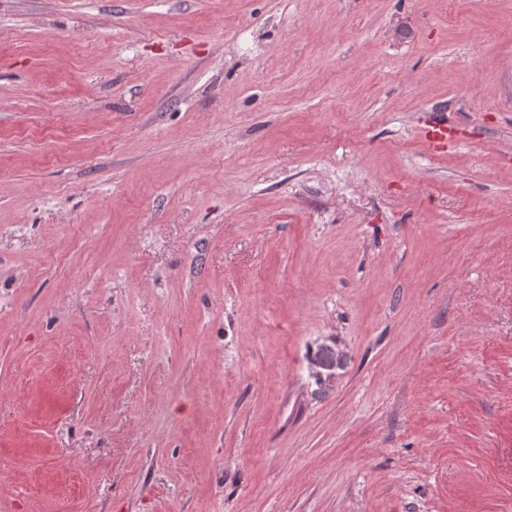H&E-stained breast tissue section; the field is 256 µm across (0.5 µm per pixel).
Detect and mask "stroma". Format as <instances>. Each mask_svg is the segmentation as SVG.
Wrapping results in <instances>:
<instances>
[{
  "label": "stroma",
  "mask_w": 512,
  "mask_h": 512,
  "mask_svg": "<svg viewBox=\"0 0 512 512\" xmlns=\"http://www.w3.org/2000/svg\"><path fill=\"white\" fill-rule=\"evenodd\" d=\"M505 153L512 0H0V512H512ZM448 116L444 114L432 117L423 127L422 134L432 149L436 152H443L448 148Z\"/></svg>",
  "instance_id": "35a3bbf8"
}]
</instances>
